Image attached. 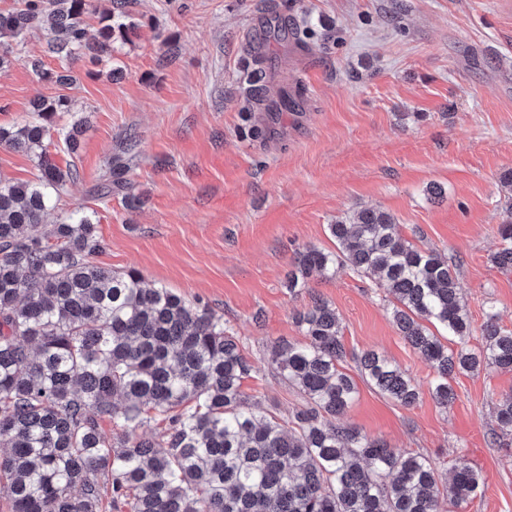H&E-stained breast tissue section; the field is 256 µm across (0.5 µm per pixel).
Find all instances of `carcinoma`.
<instances>
[{"label":"carcinoma","mask_w":512,"mask_h":512,"mask_svg":"<svg viewBox=\"0 0 512 512\" xmlns=\"http://www.w3.org/2000/svg\"><path fill=\"white\" fill-rule=\"evenodd\" d=\"M97 36L88 32L91 0H16L0 11V72L23 55L30 31L45 28L60 61L112 54L136 22L125 0H110ZM31 68L60 85L73 75ZM69 99H36L27 119L0 126V146L37 159L29 182L0 181V495L12 512H102L110 495L118 512H463L480 473L462 462L439 485L434 464L354 426L335 422L357 386L341 368L347 356L339 314L313 300L298 323L305 341H278L271 363L305 400L288 420L247 403L244 379L256 372L224 317L165 287L147 288L140 272H113L90 261L99 249L90 215L77 209L43 228L77 170L61 169L56 147L78 153L86 120L57 126ZM127 164L107 162L102 198L127 191ZM336 252H297L291 293L308 275L338 266L371 272L394 296L393 323L431 365V393L446 408L450 380L485 367L512 371V331L489 314L482 347L454 351L426 323L461 340L471 335L458 296L455 265L403 238L379 208L328 225ZM492 262L512 269V217L499 225ZM362 377L380 393L414 405L413 379L375 350L358 358ZM501 437H512V389L495 405ZM115 427L105 437L99 421ZM162 423L152 438L139 433Z\"/></svg>","instance_id":"obj_1"}]
</instances>
